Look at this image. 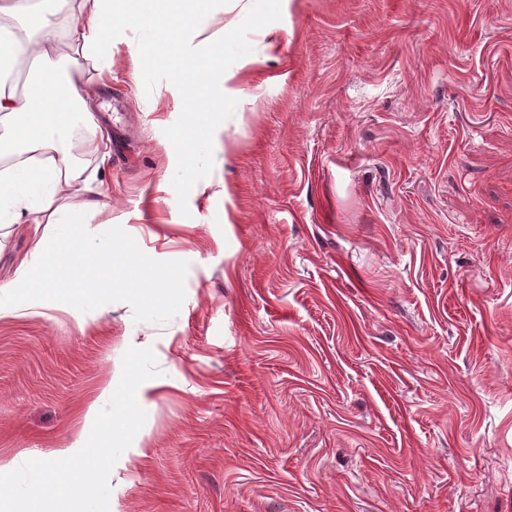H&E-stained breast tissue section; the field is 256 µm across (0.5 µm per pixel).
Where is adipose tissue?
Masks as SVG:
<instances>
[{"mask_svg": "<svg viewBox=\"0 0 512 512\" xmlns=\"http://www.w3.org/2000/svg\"><path fill=\"white\" fill-rule=\"evenodd\" d=\"M182 0H54L53 9L35 7L32 0H0V127L10 142L22 145L20 161L0 169V224L28 219L39 224L43 214L55 223L81 227L84 216L72 197L79 191L74 167L73 131L83 125L89 135L98 126L92 112L91 91L80 71L58 72L50 61L59 50L57 31H65L67 47L93 60L100 70L112 67V29L116 24L144 28L148 42L170 47L168 63L186 75L184 97L188 111H202V99L221 79L212 52L171 48L166 28L155 20L178 19ZM25 58L37 76L35 95H19L6 88L18 58ZM118 246L82 237L75 243H54L34 235L32 255L45 258L46 273L36 276L19 267L8 288L28 296L60 292L74 280L110 272Z\"/></svg>", "mask_w": 512, "mask_h": 512, "instance_id": "1", "label": "adipose tissue"}]
</instances>
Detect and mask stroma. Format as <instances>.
<instances>
[{
    "label": "stroma",
    "mask_w": 512,
    "mask_h": 512,
    "mask_svg": "<svg viewBox=\"0 0 512 512\" xmlns=\"http://www.w3.org/2000/svg\"><path fill=\"white\" fill-rule=\"evenodd\" d=\"M223 49L203 143L112 32L130 130L77 160L86 235L174 273L0 293V466L61 458L131 347L159 377L109 512H512V0H187ZM33 227L0 235V281Z\"/></svg>",
    "instance_id": "1"
}]
</instances>
